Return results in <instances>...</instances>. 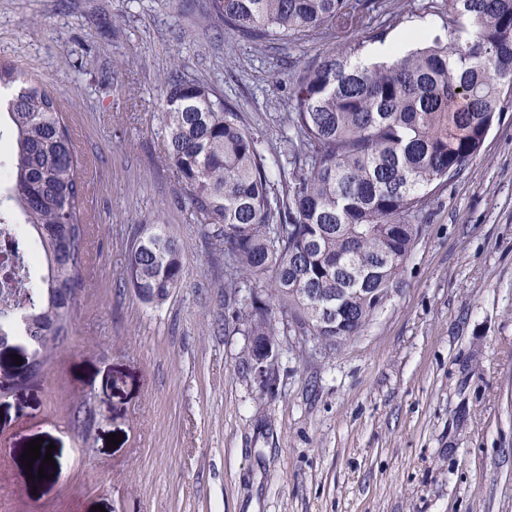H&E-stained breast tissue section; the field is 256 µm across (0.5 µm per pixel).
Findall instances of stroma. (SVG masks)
<instances>
[{"mask_svg": "<svg viewBox=\"0 0 512 512\" xmlns=\"http://www.w3.org/2000/svg\"><path fill=\"white\" fill-rule=\"evenodd\" d=\"M386 3L391 38L446 21ZM364 33L260 43L209 0H0V64L66 114L89 241L71 336L0 393V512H512V109L427 201L359 334L280 339L266 388L224 322L222 247L164 162L171 73L234 104L275 173L298 73ZM145 224L173 229L186 267L160 305L123 279ZM40 437L56 467L34 482L21 456Z\"/></svg>", "mask_w": 512, "mask_h": 512, "instance_id": "obj_1", "label": "stroma"}]
</instances>
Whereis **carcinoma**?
<instances>
[{
  "instance_id": "1",
  "label": "carcinoma",
  "mask_w": 512,
  "mask_h": 512,
  "mask_svg": "<svg viewBox=\"0 0 512 512\" xmlns=\"http://www.w3.org/2000/svg\"><path fill=\"white\" fill-rule=\"evenodd\" d=\"M453 39L422 30L398 63L359 67L364 42L346 43L298 76L288 125V169L272 181L260 141L238 112L207 86L168 82L165 161L184 185L203 233L224 243V302L232 321L258 340L288 318L318 345L334 349L359 334L386 299L420 225L423 207L448 174L483 145L512 94V0H445ZM370 0H210L235 34L269 41L364 24ZM10 126L6 191L45 266L25 292L26 332L42 350L25 370L45 366L72 331L84 280L87 225L80 162L57 97L0 65ZM186 274L177 236L152 224L129 245L124 279L148 304H161ZM265 293L239 300L247 280Z\"/></svg>"
}]
</instances>
